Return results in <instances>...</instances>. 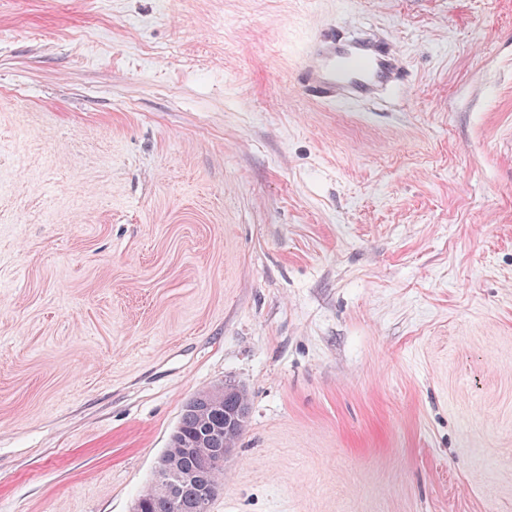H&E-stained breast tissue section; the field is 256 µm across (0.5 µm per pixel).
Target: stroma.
I'll use <instances>...</instances> for the list:
<instances>
[{
  "mask_svg": "<svg viewBox=\"0 0 512 512\" xmlns=\"http://www.w3.org/2000/svg\"><path fill=\"white\" fill-rule=\"evenodd\" d=\"M222 382L209 512H512V0H0V512H131ZM402 73L401 55L378 35L319 32L303 55L298 82L323 104H359L396 87Z\"/></svg>",
  "mask_w": 512,
  "mask_h": 512,
  "instance_id": "35a3bbf8",
  "label": "stroma"
}]
</instances>
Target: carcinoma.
I'll use <instances>...</instances> for the list:
<instances>
[{
  "mask_svg": "<svg viewBox=\"0 0 512 512\" xmlns=\"http://www.w3.org/2000/svg\"><path fill=\"white\" fill-rule=\"evenodd\" d=\"M248 412L247 397L238 387L214 386L192 396L163 453L167 470L136 498V512H208L205 497L213 484L224 481V470H205L201 462L235 448Z\"/></svg>",
  "mask_w": 512,
  "mask_h": 512,
  "instance_id": "cac0c4a2",
  "label": "carcinoma"
}]
</instances>
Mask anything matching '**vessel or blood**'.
Wrapping results in <instances>:
<instances>
[{
  "instance_id": "b4317fda",
  "label": "vessel or blood",
  "mask_w": 512,
  "mask_h": 512,
  "mask_svg": "<svg viewBox=\"0 0 512 512\" xmlns=\"http://www.w3.org/2000/svg\"><path fill=\"white\" fill-rule=\"evenodd\" d=\"M402 73L400 54L378 35L364 31L339 37L320 32L303 55L298 82L322 103L359 104L396 87Z\"/></svg>"
}]
</instances>
